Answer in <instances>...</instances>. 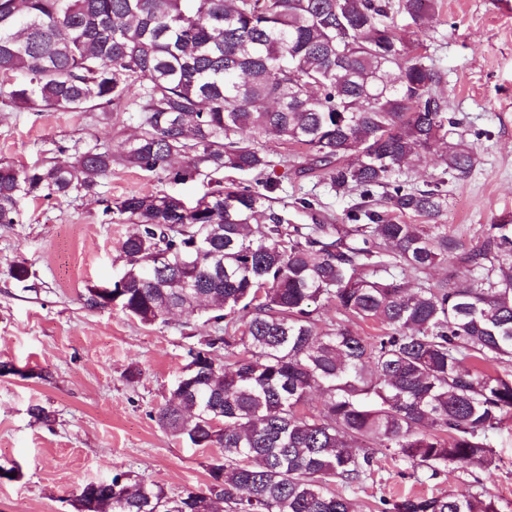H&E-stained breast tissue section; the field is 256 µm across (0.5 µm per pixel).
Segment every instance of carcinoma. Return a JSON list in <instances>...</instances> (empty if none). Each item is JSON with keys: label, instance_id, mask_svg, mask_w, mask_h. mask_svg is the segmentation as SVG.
<instances>
[{"label": "carcinoma", "instance_id": "carcinoma-1", "mask_svg": "<svg viewBox=\"0 0 512 512\" xmlns=\"http://www.w3.org/2000/svg\"><path fill=\"white\" fill-rule=\"evenodd\" d=\"M432 0H0V108L116 112L137 89L140 133L119 154L96 146L68 165L0 163V224L23 199L91 191L120 161L193 181L271 165L253 132L307 150L332 187L388 188L366 224L258 223L273 186L216 179L193 206L131 195L117 307L143 324L214 303L213 328L188 351L195 369L156 412L160 427L214 448L203 488L168 494L124 474L78 487L79 512H355L345 490L376 455L435 476L492 463L491 435L512 414V219L489 225L461 255L463 276L411 289L457 249L445 232L391 214L437 220L439 187L392 181L420 150L445 148L444 173L467 177L470 151L437 88L442 75L412 54L394 16L420 25ZM356 153L359 163L343 157ZM182 156L181 166L171 165ZM394 261L379 260V245ZM344 319L321 331L312 306ZM375 321L371 341L350 322ZM224 349V365L213 351ZM319 390L320 407L306 409ZM384 512H499L479 494L404 496Z\"/></svg>", "mask_w": 512, "mask_h": 512}]
</instances>
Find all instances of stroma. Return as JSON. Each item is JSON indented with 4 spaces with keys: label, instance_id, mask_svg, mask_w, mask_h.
<instances>
[{
    "label": "stroma",
    "instance_id": "35a3bbf8",
    "mask_svg": "<svg viewBox=\"0 0 512 512\" xmlns=\"http://www.w3.org/2000/svg\"><path fill=\"white\" fill-rule=\"evenodd\" d=\"M500 0H434L422 21L426 61L442 75L440 90L458 125L453 138L472 154L467 177L444 176L440 152L409 159L396 178L412 189L443 182L448 209L439 228L459 251L480 245L489 224L512 215V14ZM142 115L127 111L0 112V163L29 167L70 161L75 149L97 144L119 150L136 136ZM268 156L265 181L276 183L264 209L298 225L345 227L349 215L379 204L383 191L331 188L309 156L283 138L254 135ZM206 178L183 185L113 164L93 192L52 200L27 199L20 221L0 224V465L17 475L0 479V512H74L73 490L125 472L176 494L208 479L211 448L191 447L162 429L156 412L187 363L189 347L212 329L207 311L145 325L118 308L92 310L84 294L107 286L125 267L121 244L132 229L106 205L133 194H176L196 202ZM312 201L299 207L298 198ZM26 261L30 276L10 270ZM138 370L129 379V370ZM41 406L46 419L30 409ZM491 466L448 468L438 476L409 462L378 457L374 471L350 496L358 512H382L383 501L406 495L481 494L512 512V419L493 438Z\"/></svg>",
    "mask_w": 512,
    "mask_h": 512
}]
</instances>
